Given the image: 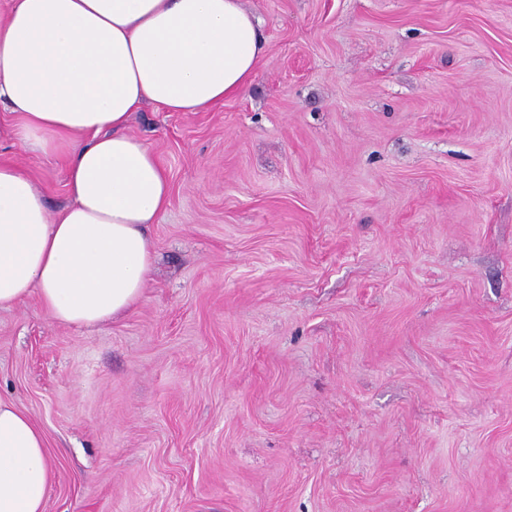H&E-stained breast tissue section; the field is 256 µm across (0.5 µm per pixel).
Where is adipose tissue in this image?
<instances>
[{"label":"adipose tissue","mask_w":512,"mask_h":512,"mask_svg":"<svg viewBox=\"0 0 512 512\" xmlns=\"http://www.w3.org/2000/svg\"><path fill=\"white\" fill-rule=\"evenodd\" d=\"M264 48L241 0H13L0 19V140L62 156L71 203L52 213L0 157V308L34 296L58 324L87 327L134 312L152 266L147 228L171 185L130 133L132 114L239 96ZM54 478L42 430L0 400V512H44Z\"/></svg>","instance_id":"adipose-tissue-1"}]
</instances>
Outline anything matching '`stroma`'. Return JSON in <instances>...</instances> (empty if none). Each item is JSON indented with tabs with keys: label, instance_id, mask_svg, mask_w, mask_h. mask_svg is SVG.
<instances>
[{
	"label": "stroma",
	"instance_id": "obj_1",
	"mask_svg": "<svg viewBox=\"0 0 512 512\" xmlns=\"http://www.w3.org/2000/svg\"><path fill=\"white\" fill-rule=\"evenodd\" d=\"M243 5L244 94L132 115L171 184L135 312L0 309L45 512H512V0Z\"/></svg>",
	"mask_w": 512,
	"mask_h": 512
}]
</instances>
